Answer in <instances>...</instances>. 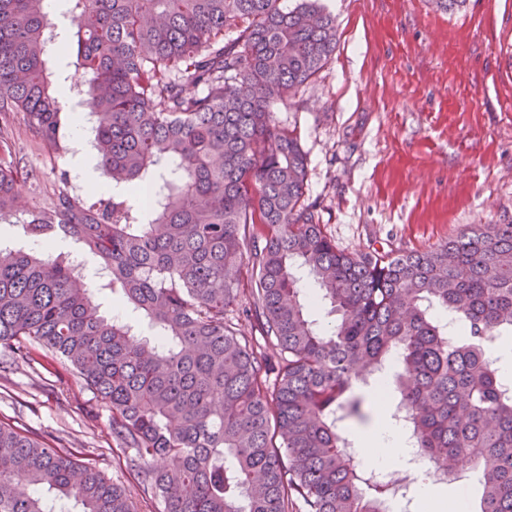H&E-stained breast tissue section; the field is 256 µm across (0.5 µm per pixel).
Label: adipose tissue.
I'll return each instance as SVG.
<instances>
[{
	"label": "adipose tissue",
	"mask_w": 512,
	"mask_h": 512,
	"mask_svg": "<svg viewBox=\"0 0 512 512\" xmlns=\"http://www.w3.org/2000/svg\"><path fill=\"white\" fill-rule=\"evenodd\" d=\"M372 420L356 433L362 462L372 469H391L401 466L410 449L399 426L392 420L387 400H372Z\"/></svg>",
	"instance_id": "adipose-tissue-1"
}]
</instances>
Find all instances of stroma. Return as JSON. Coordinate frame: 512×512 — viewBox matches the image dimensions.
<instances>
[{"instance_id": "obj_1", "label": "stroma", "mask_w": 512, "mask_h": 512, "mask_svg": "<svg viewBox=\"0 0 512 512\" xmlns=\"http://www.w3.org/2000/svg\"><path fill=\"white\" fill-rule=\"evenodd\" d=\"M336 49L320 77L274 108L308 157L306 202L349 253L427 251L468 224L512 222V0H321ZM65 154L25 144L40 173L21 194L45 203L60 172L94 165L67 130ZM0 371V422L95 464L145 499L112 441L109 412L72 368H43L40 351Z\"/></svg>"}]
</instances>
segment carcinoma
Masks as SVG:
<instances>
[{"mask_svg":"<svg viewBox=\"0 0 512 512\" xmlns=\"http://www.w3.org/2000/svg\"><path fill=\"white\" fill-rule=\"evenodd\" d=\"M63 46L112 194L61 191L15 218L33 171L15 118L58 154L73 112L51 65L44 0H0V222L101 260L0 247V361L68 364L112 413L141 492L161 512H381L337 421L398 354L391 385L422 456L479 474L478 512H512V392L487 343L512 332V224H476L424 252L350 254L305 202L308 158L271 107L336 47L318 0H70ZM233 37L224 39V32ZM307 271L328 329L307 317ZM109 290L152 334L108 316ZM253 321L263 342L234 323ZM136 512L96 466L0 423V512Z\"/></svg>","mask_w":512,"mask_h":512,"instance_id":"1","label":"carcinoma"}]
</instances>
